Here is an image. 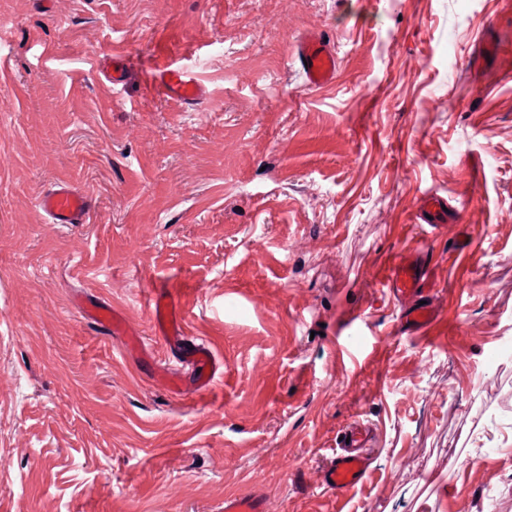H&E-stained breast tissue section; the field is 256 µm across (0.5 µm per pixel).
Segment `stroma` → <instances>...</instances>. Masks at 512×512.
<instances>
[{
	"label": "stroma",
	"mask_w": 512,
	"mask_h": 512,
	"mask_svg": "<svg viewBox=\"0 0 512 512\" xmlns=\"http://www.w3.org/2000/svg\"><path fill=\"white\" fill-rule=\"evenodd\" d=\"M311 32L338 57L321 89L293 61ZM166 66L206 99L151 90ZM59 181L89 223L38 209ZM415 250L423 335L398 333L381 278ZM162 285L224 363L206 393L157 375L183 369L154 341ZM90 296L153 362L96 335ZM358 419L371 466L339 495L320 473ZM249 492L270 512H512L505 0H0V512H219Z\"/></svg>",
	"instance_id": "obj_1"
}]
</instances>
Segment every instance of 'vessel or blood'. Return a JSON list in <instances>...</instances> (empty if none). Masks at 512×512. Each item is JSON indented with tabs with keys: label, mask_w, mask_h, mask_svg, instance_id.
<instances>
[{
	"label": "vessel or blood",
	"mask_w": 512,
	"mask_h": 512,
	"mask_svg": "<svg viewBox=\"0 0 512 512\" xmlns=\"http://www.w3.org/2000/svg\"><path fill=\"white\" fill-rule=\"evenodd\" d=\"M296 60L309 88L318 89L336 77L338 61L334 49L321 34L310 33L299 43ZM151 88L163 95L191 104L201 101L204 87L191 72L166 69L149 78ZM39 206L54 224L86 223L93 208L91 199L68 182H58L39 198ZM383 283L389 296L400 310V328L407 334H423L437 320L433 303V288L429 267L422 253L411 252L387 262ZM147 305L153 315V333L166 347L178 348L181 362L188 370L186 382L172 381L174 393L185 388L208 391L224 364L206 342L187 339L183 327L178 291L155 290ZM85 313L95 332L101 336L119 338L126 351L148 357L149 349L140 336L133 333L126 317L118 310L88 301ZM371 427L360 420L345 426L337 442V450L322 471V483L331 491L343 493L356 486L364 477L371 459ZM223 512H268L263 496L248 493L225 497Z\"/></svg>",
	"instance_id": "1"
}]
</instances>
